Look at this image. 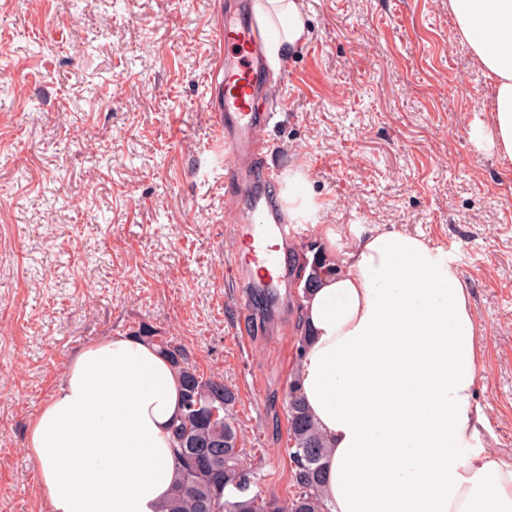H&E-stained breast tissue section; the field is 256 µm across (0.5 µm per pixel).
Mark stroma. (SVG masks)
I'll use <instances>...</instances> for the list:
<instances>
[{"instance_id": "stroma-1", "label": "stroma", "mask_w": 512, "mask_h": 512, "mask_svg": "<svg viewBox=\"0 0 512 512\" xmlns=\"http://www.w3.org/2000/svg\"><path fill=\"white\" fill-rule=\"evenodd\" d=\"M308 35L277 77L266 132L278 176L319 205L307 235L343 265L358 224L420 237L457 261L478 324L491 450L512 454V159L477 146L492 88L448 0H303ZM240 0H0V512H49L28 422L70 360L150 329L238 394L263 497L295 493L285 396L303 283L255 303L226 276L237 241L212 147V53Z\"/></svg>"}]
</instances>
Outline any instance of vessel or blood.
<instances>
[{
	"mask_svg": "<svg viewBox=\"0 0 512 512\" xmlns=\"http://www.w3.org/2000/svg\"><path fill=\"white\" fill-rule=\"evenodd\" d=\"M223 59V105L214 115V132L224 153L225 183L241 177L268 151L264 128L272 113L258 109L269 88L263 70V47L256 21L248 17L227 18L217 40ZM300 233L278 209V201L258 189L252 204L245 238L249 263L266 285L281 283L287 276L280 256L294 247Z\"/></svg>",
	"mask_w": 512,
	"mask_h": 512,
	"instance_id": "obj_1",
	"label": "vessel or blood"
}]
</instances>
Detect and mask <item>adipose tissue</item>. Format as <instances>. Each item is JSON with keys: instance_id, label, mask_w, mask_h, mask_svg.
Instances as JSON below:
<instances>
[{"instance_id": "obj_1", "label": "adipose tissue", "mask_w": 512, "mask_h": 512, "mask_svg": "<svg viewBox=\"0 0 512 512\" xmlns=\"http://www.w3.org/2000/svg\"><path fill=\"white\" fill-rule=\"evenodd\" d=\"M461 38L495 90L491 127L470 138L512 159V0H448ZM280 70L304 42L301 0H254ZM288 217L318 221L302 173L281 192ZM351 238L347 266L303 302L299 379L328 446L330 512H512V456L483 446L481 374L467 281L447 251L393 230ZM181 378L151 346L111 336L71 360L27 427L50 512H158L175 479L171 426Z\"/></svg>"}]
</instances>
